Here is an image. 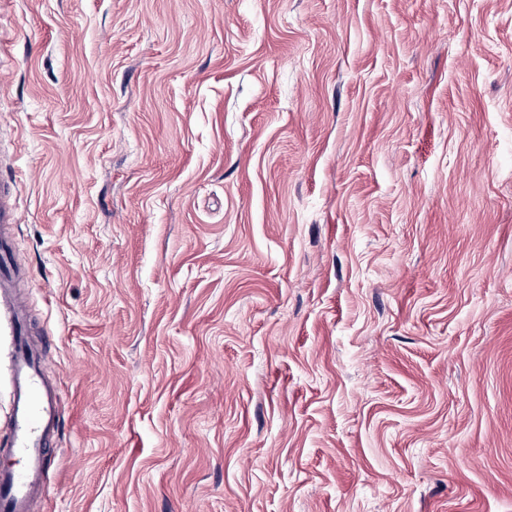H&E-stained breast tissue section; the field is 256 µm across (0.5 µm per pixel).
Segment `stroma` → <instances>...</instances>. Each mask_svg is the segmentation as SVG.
<instances>
[{"label":"stroma","mask_w":512,"mask_h":512,"mask_svg":"<svg viewBox=\"0 0 512 512\" xmlns=\"http://www.w3.org/2000/svg\"><path fill=\"white\" fill-rule=\"evenodd\" d=\"M1 50L34 512H512V0H0Z\"/></svg>","instance_id":"35a3bbf8"}]
</instances>
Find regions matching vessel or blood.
I'll return each instance as SVG.
<instances>
[{"mask_svg": "<svg viewBox=\"0 0 512 512\" xmlns=\"http://www.w3.org/2000/svg\"><path fill=\"white\" fill-rule=\"evenodd\" d=\"M13 190L12 184L0 182V303L10 309L15 336L7 450L21 457L24 465L19 469L0 468V512H29L33 498L46 489L51 466L48 444L58 427V390L45 377L46 357L30 342L25 306L13 294L20 282L32 280L30 270L18 263L13 248Z\"/></svg>", "mask_w": 512, "mask_h": 512, "instance_id": "vessel-or-blood-1", "label": "vessel or blood"}]
</instances>
